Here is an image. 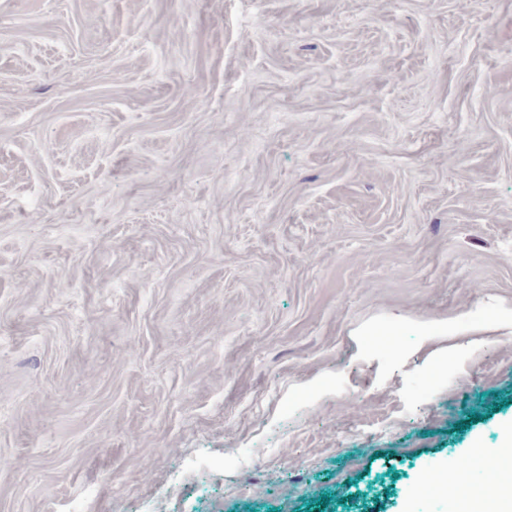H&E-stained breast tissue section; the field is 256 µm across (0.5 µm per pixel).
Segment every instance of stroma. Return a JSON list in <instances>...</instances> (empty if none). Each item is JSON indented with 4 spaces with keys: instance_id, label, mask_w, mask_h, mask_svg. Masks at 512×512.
I'll list each match as a JSON object with an SVG mask.
<instances>
[{
    "instance_id": "stroma-1",
    "label": "stroma",
    "mask_w": 512,
    "mask_h": 512,
    "mask_svg": "<svg viewBox=\"0 0 512 512\" xmlns=\"http://www.w3.org/2000/svg\"><path fill=\"white\" fill-rule=\"evenodd\" d=\"M479 448L512 0H0V512H448Z\"/></svg>"
}]
</instances>
